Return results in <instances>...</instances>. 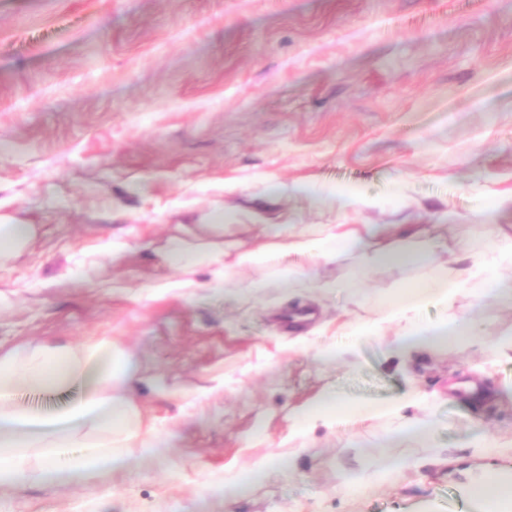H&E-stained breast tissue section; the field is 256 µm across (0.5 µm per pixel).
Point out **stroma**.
<instances>
[{
	"label": "stroma",
	"mask_w": 512,
	"mask_h": 512,
	"mask_svg": "<svg viewBox=\"0 0 512 512\" xmlns=\"http://www.w3.org/2000/svg\"><path fill=\"white\" fill-rule=\"evenodd\" d=\"M1 222L36 238L0 265V354L111 340L137 362L112 391L141 430L130 468L0 487V512H466L465 489L512 482L494 345L512 305L472 283L420 317H476L481 338L387 347L400 289L456 277L512 225V0H0ZM367 224L447 250L363 277L354 252L234 265ZM175 238L205 261L170 265ZM329 346L343 359L321 361ZM328 391L380 413L296 433ZM406 419L429 432L401 436Z\"/></svg>",
	"instance_id": "1"
}]
</instances>
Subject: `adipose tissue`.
I'll return each instance as SVG.
<instances>
[{"instance_id":"1","label":"adipose tissue","mask_w":512,"mask_h":512,"mask_svg":"<svg viewBox=\"0 0 512 512\" xmlns=\"http://www.w3.org/2000/svg\"><path fill=\"white\" fill-rule=\"evenodd\" d=\"M445 243L428 237L418 252L397 246L386 249L372 247L359 232L331 233L318 240L295 236L285 249L294 253H314L325 260L342 253L356 252L362 266L376 263H430ZM454 284H426L404 290L392 308L404 327L393 348L394 356H402L414 348H425L441 336L478 333L476 320L424 323L416 313L422 305L447 303L455 293ZM131 372L129 357L101 340L82 348L70 345H42L18 349L0 355V487L25 482H41L66 475L81 481L92 479L124 465L128 459L125 441L135 427L134 409L127 400L114 396L112 382ZM80 380L87 382L84 395L64 412L45 415L15 405L19 387L42 385L47 381ZM371 407L357 405L338 408L331 395L319 396L311 404L297 409L294 422L300 431H309L316 421L325 419L350 423L367 418ZM95 429L87 436L85 427ZM47 449L50 467H33V449Z\"/></svg>"}]
</instances>
